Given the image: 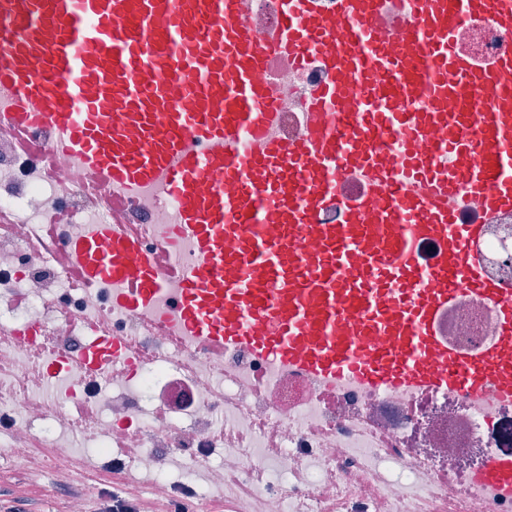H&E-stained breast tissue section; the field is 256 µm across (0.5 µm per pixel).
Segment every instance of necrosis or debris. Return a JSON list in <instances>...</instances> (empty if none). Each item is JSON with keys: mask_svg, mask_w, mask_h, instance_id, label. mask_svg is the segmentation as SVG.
<instances>
[{"mask_svg": "<svg viewBox=\"0 0 512 512\" xmlns=\"http://www.w3.org/2000/svg\"><path fill=\"white\" fill-rule=\"evenodd\" d=\"M456 40L480 63L512 48L486 21ZM272 73L273 101L298 130L329 76L316 58L300 68L279 54ZM46 140L21 145L0 111V454L53 460L60 487L74 461L110 462L157 499L224 494L233 512H512V497L473 480L491 452L512 450V403L324 383L188 335L173 304L197 257L174 203L156 187L118 193L65 156L46 162ZM103 224L135 237L165 276L141 312L116 302L123 284L84 281L67 252ZM472 250L512 286V222L488 225ZM439 329L471 351L493 339L496 316L462 297ZM107 336L122 356L80 361Z\"/></svg>", "mask_w": 512, "mask_h": 512, "instance_id": "obj_1", "label": "necrosis or debris"}]
</instances>
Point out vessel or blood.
I'll use <instances>...</instances> for the list:
<instances>
[{"label": "vessel or blood", "instance_id": "b4317fda", "mask_svg": "<svg viewBox=\"0 0 512 512\" xmlns=\"http://www.w3.org/2000/svg\"><path fill=\"white\" fill-rule=\"evenodd\" d=\"M391 3L279 0L259 39L241 0H0V107L113 188L164 189L199 257L181 282L187 334L325 382L512 402V286L470 250L512 214V50L478 65L455 41L473 19L512 34V0H410L418 18L395 34L378 23ZM275 52L330 75L293 134ZM338 199L341 222L321 223ZM464 206L481 222L461 223ZM70 249L87 280L124 283L130 309L165 287L111 225ZM463 296L496 314L474 352L438 330ZM475 480L511 497L512 452Z\"/></svg>", "mask_w": 512, "mask_h": 512}]
</instances>
